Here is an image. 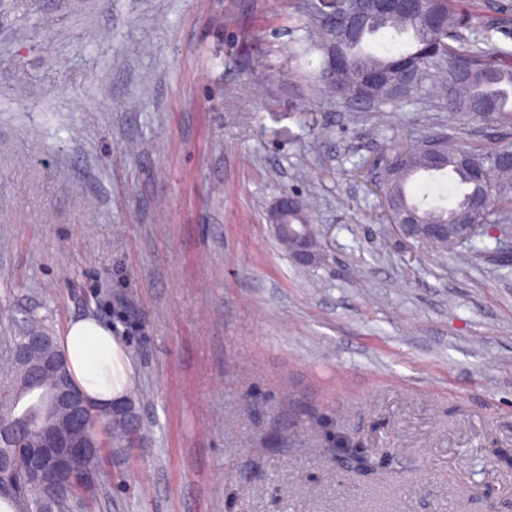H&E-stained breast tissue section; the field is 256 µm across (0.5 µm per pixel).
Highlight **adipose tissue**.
Masks as SVG:
<instances>
[{
  "label": "adipose tissue",
  "instance_id": "obj_1",
  "mask_svg": "<svg viewBox=\"0 0 512 512\" xmlns=\"http://www.w3.org/2000/svg\"><path fill=\"white\" fill-rule=\"evenodd\" d=\"M60 343L75 383L90 401L106 407L128 398L133 368L110 328L81 318L69 323Z\"/></svg>",
  "mask_w": 512,
  "mask_h": 512
}]
</instances>
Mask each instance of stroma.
I'll return each instance as SVG.
<instances>
[{
	"label": "stroma",
	"instance_id": "obj_1",
	"mask_svg": "<svg viewBox=\"0 0 512 512\" xmlns=\"http://www.w3.org/2000/svg\"><path fill=\"white\" fill-rule=\"evenodd\" d=\"M323 0H0V370L35 316L111 328L132 443L70 512H512V238L463 263L357 165L460 125L346 107ZM308 205L296 264L267 212ZM288 212V193L278 197L268 210V223L273 228L277 237L288 236L290 232L293 237V245L286 239H279V243L291 253L293 248L295 263L301 266H310L317 263L322 257V248L317 232L313 224H295L300 222L301 217L295 213L288 216V223L279 221V216Z\"/></svg>",
	"mask_w": 512,
	"mask_h": 512
}]
</instances>
